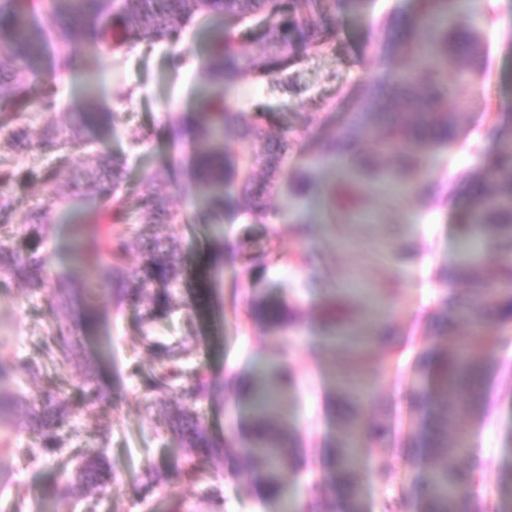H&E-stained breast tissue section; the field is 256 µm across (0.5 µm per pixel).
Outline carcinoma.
<instances>
[{
    "mask_svg": "<svg viewBox=\"0 0 512 512\" xmlns=\"http://www.w3.org/2000/svg\"><path fill=\"white\" fill-rule=\"evenodd\" d=\"M21 0H0V103L12 107H34L48 115L38 132L36 147L55 155L51 168L43 174V195L49 204L58 197V185L71 174L70 161L64 149L76 137L80 126L67 131L58 127L50 115L56 100L50 84L38 96L32 95V84L38 77L37 63L47 54L55 58V74L80 68L79 61L65 52L74 42L94 47L106 44L105 30L116 17L133 41L151 44L181 31L193 16L221 12L234 26L216 35L219 51L207 60L211 79L222 90L252 77L269 76L287 69L293 62L294 45L305 43L320 49L327 39L324 0H27L29 8L20 7ZM250 38L256 52L244 54L236 43L240 37ZM385 55L400 57L408 66L398 71H384L366 84L358 107L351 113L344 130L326 142L325 159L343 165L348 181L370 180L379 187L394 191L419 193L427 190L426 171L439 148L452 145L458 138L463 114L462 90L472 85L481 72L482 32L477 26L471 0H419V11L404 26L393 24L383 31L380 40ZM19 112H1L0 129L11 127L9 135L17 147L29 142L23 125L12 126ZM266 113L257 105L252 112L235 108L226 96L217 105L201 112L195 121L194 137L202 145L193 158V171L199 191L198 200L216 215L224 208L248 201L253 223L267 218L263 190L253 178L242 176L224 162V155L205 147L224 139V129L236 127L248 151L250 165L261 168L269 186L282 170L288 153V142L265 129ZM374 140L389 149L396 165L383 168L372 158L354 157L360 138ZM123 169L95 166L87 172L90 192L98 202L116 211H133L143 224H177L179 215L169 209V171L160 167L147 174L133 193L121 191ZM468 214L461 224L459 262L448 270V279L472 282L477 289L488 284L472 279L474 269L491 254L496 244L512 242V136L498 134L492 139L488 177L470 180L464 185ZM14 210L12 199L0 189V274L20 276L34 295H43L60 310L76 301L72 288L61 286L47 271V259L37 250L21 252L12 242L20 235L42 241L51 227L50 209H40L22 219L8 223ZM99 216L90 213L85 223L92 230L82 240L80 249L88 259L105 258L117 273L110 282L113 291L130 305L140 302L147 289L155 288L152 310L171 311L169 290L183 281L181 245L174 237L160 238L153 229L140 233L142 263L139 270L128 274L123 259L127 251L129 229L119 226L99 227ZM253 319L264 326L288 330L294 320L288 300H260L252 307ZM484 319L509 326L512 324V294L501 296ZM482 319V320H484ZM482 320L474 321V336L480 335ZM150 351L156 355L150 389L165 393L180 376V362L189 358L193 346L189 339L166 344L153 342ZM74 340L62 323L50 325L47 344L48 360L58 366L71 362ZM417 362L422 369H432L435 376L414 394L415 406L421 412L436 409L435 421L422 436L407 435V447L425 461L421 483L402 490L397 501L399 512H512V469L498 475L502 494L490 505L474 490L482 476L483 462L475 458L466 469L458 468L448 449L469 454L466 431L448 438V425L482 419L489 406L481 395L494 365L482 356L477 340L464 348L437 354L425 348ZM294 384L285 361L262 366L252 377L246 390L256 411L245 447V464L240 475L260 486L265 497L278 506L277 512H299L295 498L299 488L285 485L280 472L288 467L299 470L305 462L290 432L276 425L280 416V397ZM207 375L198 372L182 386L183 397L196 402L207 393ZM83 409L97 412L96 404L112 403V395L99 386L90 374L82 378ZM30 427L38 434L40 447L54 451L67 447L65 428L74 414L72 400L64 393L42 389L27 401ZM171 431L180 436L186 447L215 456L231 441L219 443L206 430L197 415L180 414L170 423ZM393 425L382 414L364 431L354 408H349L343 422V437L319 479L305 489L304 512H319V506L338 497L341 512H366L362 495L359 450L365 436L375 441L386 440ZM106 461L99 455L83 457L76 478L83 481L84 491L91 497L106 492L109 480L102 470Z\"/></svg>",
    "mask_w": 512,
    "mask_h": 512,
    "instance_id": "carcinoma-1",
    "label": "carcinoma"
}]
</instances>
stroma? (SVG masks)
<instances>
[{
  "instance_id": "35a3bbf8",
  "label": "stroma",
  "mask_w": 512,
  "mask_h": 512,
  "mask_svg": "<svg viewBox=\"0 0 512 512\" xmlns=\"http://www.w3.org/2000/svg\"><path fill=\"white\" fill-rule=\"evenodd\" d=\"M326 7L327 43L318 50L297 45L285 73L258 81L255 98L236 102L248 112L258 104L271 112L270 132L286 136L290 148L283 175L266 199L267 223H250L242 207L226 210L220 256L212 219L196 200L192 135L174 133L171 123L186 122L217 93L204 65L213 49L209 33L223 26V14L195 17L175 42L125 41L101 52L78 41L71 45L82 65L54 82L55 122L69 127L89 109L121 116L112 128L96 122L83 127L80 141L70 148L73 167L81 172L92 161L116 160L130 191L156 168H172L170 205L184 221L160 231L182 241L184 281L174 292L177 312L151 321L145 320L144 308L117 303L108 288V262L90 267L72 253L90 201L74 185L60 186L66 205L55 211L52 232L38 251L47 257L52 275L76 289L78 301L60 314L46 299L31 296L21 279L0 276V354L22 363L42 359L45 325L58 318L70 327L80 358L0 384V394L11 400L0 411V440L8 443L0 449V512H43L48 505L57 512H275L261 488L239 474L240 438L251 409L237 397L234 383L283 349L296 378L295 388L281 400L283 422L316 473H323L328 452L341 439L342 378L351 371L366 394L358 407L362 422L386 413L395 426L391 440L363 448V468L377 462L394 477L385 489L364 483L368 512H383L420 476V460L404 450L407 433L423 427L410 404L421 379L416 357L425 348L448 351L465 341L467 323L445 325L440 315L465 303L482 316L505 289L494 279L497 268L512 265V252L492 255L478 271L493 283L483 294L448 278L466 216L462 185L486 175L492 132L512 131V0H478L485 34L481 76L466 93L456 146L432 160L431 191L425 195L387 196L378 186L346 182L336 169L317 163L323 142L346 127L364 85L387 65L378 49L382 24L392 16L414 15L417 0H373L363 17L344 0H328ZM52 162L37 148L12 146L7 130L0 129V173L9 177L5 190L13 199L14 220L43 206L40 175ZM306 174L313 187L292 195V183ZM402 244L412 249L404 262L392 256ZM257 254L264 255V265L252 264ZM89 279L96 283L90 292L83 288ZM328 293L342 303L341 316L357 334L385 328L387 343L370 341L356 356L343 341H327L322 306ZM282 296L299 302L296 329L284 332L254 321L255 301ZM89 309L94 319H86ZM182 336L196 345L190 366L202 367L214 385L195 412L212 437L235 440L217 460L199 461L201 480L195 486L173 477L190 453L168 428L169 419L184 408L180 390L169 389L161 403L144 390L153 367L145 338L168 342ZM480 349L496 372L484 390L490 415L471 423L469 440L485 465L477 491L493 503L500 495L497 475L512 465V326L486 323ZM86 361L94 363L100 385L111 390L112 405L94 419L76 416L70 447L42 453L27 428L24 400L46 385L74 391ZM102 428L108 437L103 454L112 466L107 494L94 500L78 489L68 501H58L63 463L72 449L95 447Z\"/></svg>"
}]
</instances>
